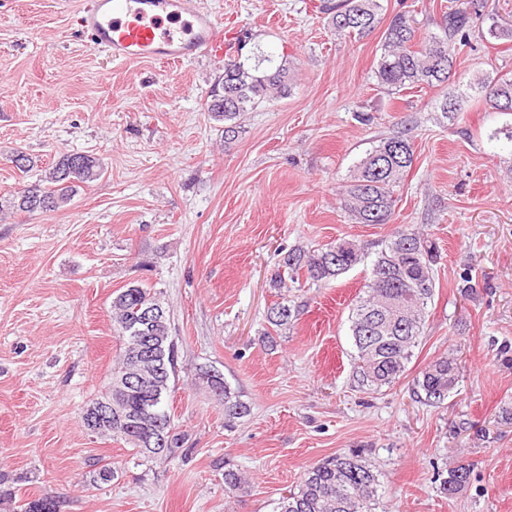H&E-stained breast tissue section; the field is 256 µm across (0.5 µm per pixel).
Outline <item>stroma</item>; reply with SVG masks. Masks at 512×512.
I'll return each mask as SVG.
<instances>
[{
    "label": "stroma",
    "instance_id": "35a3bbf8",
    "mask_svg": "<svg viewBox=\"0 0 512 512\" xmlns=\"http://www.w3.org/2000/svg\"><path fill=\"white\" fill-rule=\"evenodd\" d=\"M84 2L0 0V194L22 182L19 148L42 166L89 152L106 167L68 207L0 223V492L51 488L66 512H273L306 469L355 451L379 474L382 512H512V144L487 139L512 116L476 105L445 119L438 89L378 86L380 33L336 38L322 0H204L225 42L249 33L297 68L291 95L245 113L228 144L203 109L223 59L112 60L74 25ZM448 4L383 0V14L426 33ZM480 72L512 76V42L473 37L455 79ZM381 135L410 139L414 164L391 222L358 224L339 191ZM415 228L440 253L423 333L399 380L359 387L348 315L367 266L271 282L291 250L353 240L374 253ZM133 284L160 293L178 338L167 405L184 443L166 460L81 423L119 354L112 299ZM283 299L294 316L269 347L267 311ZM447 355L457 388L419 402L414 378ZM203 368L249 404L233 427ZM464 462L469 485L445 497L441 478ZM102 465L112 481L93 480ZM228 468L245 479L231 495Z\"/></svg>",
    "mask_w": 512,
    "mask_h": 512
}]
</instances>
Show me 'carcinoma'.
I'll return each mask as SVG.
<instances>
[{"mask_svg":"<svg viewBox=\"0 0 512 512\" xmlns=\"http://www.w3.org/2000/svg\"><path fill=\"white\" fill-rule=\"evenodd\" d=\"M334 34L339 37H364L381 23V0H336L326 6ZM512 42V24L504 26L486 11L483 0H456L435 23V30L422 33L414 18L395 15L381 35V53L373 70L377 84L389 91L427 86L440 90L436 109L443 116L461 111L476 101L487 112L512 107V77L481 76L459 89L454 81L457 55L471 45V36ZM252 37H236V54L224 60V74L215 81L204 103V111L216 122L224 123V142L238 136L237 118L261 103L285 98L291 91L293 68L285 56L265 54L249 47ZM414 147L401 136L383 137L355 162L349 184L340 194L345 207L358 224H387L394 214V191L414 163ZM105 173L102 160L94 155L73 152L61 155L51 166L40 170L35 180L18 191L0 195V222L17 212L47 213L69 205L79 189ZM438 259L436 243L422 231H397L384 248L369 258L355 243L343 242L318 252L292 251L283 266L291 276L304 272L306 279L328 282L352 268L370 261V278L365 296L349 314V330L356 350V374L361 384L389 386L405 372L418 346L429 303L435 294L434 266ZM293 316L288 303H277L268 310L267 320L276 327L286 326ZM112 319L122 343V353L112 378L124 374L136 354L144 363L155 366V357H145L141 337L163 347L166 371L159 392L116 394L113 388L91 402L95 406L108 400L127 410H147L148 417L112 419L110 437L124 441L137 453L150 457L146 440L156 421L169 431L165 457L181 448V438L172 433L167 396L175 380L178 345L172 336L169 309L157 293L132 285L112 298ZM199 380L212 396L224 403V419L231 423L250 413V405L216 369H202ZM458 384L457 363L441 356L419 373L417 394L431 406L448 398ZM470 465L462 463L448 470L440 490L452 498L470 482ZM381 497L377 471L352 451L338 454L308 469L295 490L281 497L274 512H375Z\"/></svg>","mask_w":512,"mask_h":512,"instance_id":"1","label":"carcinoma"}]
</instances>
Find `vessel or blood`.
Wrapping results in <instances>:
<instances>
[{"label": "vessel or blood", "instance_id": "obj_1", "mask_svg": "<svg viewBox=\"0 0 512 512\" xmlns=\"http://www.w3.org/2000/svg\"><path fill=\"white\" fill-rule=\"evenodd\" d=\"M77 27L116 61L182 63L224 54V30L198 0H89Z\"/></svg>", "mask_w": 512, "mask_h": 512}]
</instances>
